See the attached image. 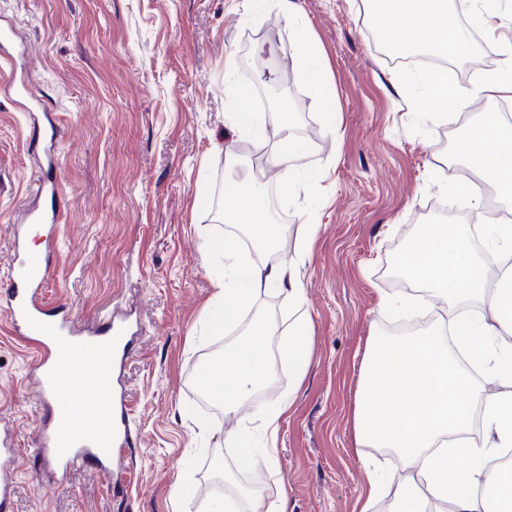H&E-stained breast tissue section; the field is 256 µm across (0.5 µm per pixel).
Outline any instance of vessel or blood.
Segmentation results:
<instances>
[{
	"instance_id": "vessel-or-blood-1",
	"label": "vessel or blood",
	"mask_w": 512,
	"mask_h": 512,
	"mask_svg": "<svg viewBox=\"0 0 512 512\" xmlns=\"http://www.w3.org/2000/svg\"><path fill=\"white\" fill-rule=\"evenodd\" d=\"M25 41L12 27L0 28V64L14 67V52L23 47ZM44 220L36 208H26L15 217L13 245L16 262L10 272L11 288L6 296L13 330L23 334L36 353V367L40 373H47L52 362L51 344L64 339L78 344L99 343L108 339L128 348L127 328L123 321L107 320L98 332L86 335L75 328L65 314L54 313L42 301V288L53 268L55 243H47L43 251H29L25 244L27 233ZM112 410L115 421L112 438L103 443L89 437L81 442L63 445L61 429L64 417L52 412L42 421L41 436L37 454L45 468L64 471L80 465H91L102 473H110L112 463L122 449L132 446L130 421L121 400H113ZM16 459L14 429L7 424L0 425V467H11Z\"/></svg>"
}]
</instances>
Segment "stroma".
<instances>
[{
	"label": "stroma",
	"instance_id": "1",
	"mask_svg": "<svg viewBox=\"0 0 512 512\" xmlns=\"http://www.w3.org/2000/svg\"><path fill=\"white\" fill-rule=\"evenodd\" d=\"M252 0H0V24L20 27L27 53L17 59L54 125L32 128L0 94V420L16 432L17 457L4 476L11 512H199L213 494L215 459L236 484L274 495L288 512H357L364 470L398 472L396 452L357 444L353 410L372 332H385L381 297L407 290L392 276L402 247L421 225L448 219L460 170L453 153L475 114L497 112L480 101L455 125L432 126L411 111L388 63L369 37L362 0H297L298 17L255 14ZM307 25L335 89L339 135L310 90L292 47ZM512 30L470 41L455 59L457 83L474 70L494 72L488 48ZM236 60L259 97L265 76L291 81L293 127L309 144L300 169L328 170L321 193L305 184L284 194L282 170L266 165L265 146L233 140L225 126L224 67ZM236 146L241 167L224 162ZM246 175L272 196L286 218L283 251L293 255L299 224H318L303 269L312 318L310 363L295 382L282 356L288 300L270 289L254 310L270 319L276 358L271 381L239 413L202 400L199 368L221 354L233 333L203 331L214 269L198 245L204 235L257 247L245 228L220 224L224 183ZM57 187L62 220L42 225L33 242L58 241L48 306H66L82 325L105 312L137 322L119 378L137 444L119 476L79 466L44 470L36 455L43 403L31 385L34 352L12 331L4 298L12 261L15 211L30 198L32 177ZM295 401L280 427L275 469L239 467L226 432L257 430L256 416L288 388ZM189 480L194 494L179 498Z\"/></svg>",
	"mask_w": 512,
	"mask_h": 512
}]
</instances>
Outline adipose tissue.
Returning a JSON list of instances; mask_svg holds the SVG:
<instances>
[{
	"label": "adipose tissue",
	"instance_id": "obj_1",
	"mask_svg": "<svg viewBox=\"0 0 512 512\" xmlns=\"http://www.w3.org/2000/svg\"><path fill=\"white\" fill-rule=\"evenodd\" d=\"M376 20L378 28L391 35V47L398 53L425 45L460 54L468 44L448 0H382ZM295 49L304 58L312 91L331 103L334 89L307 27H300ZM500 55L495 73L467 85L449 87L448 73L441 69L396 78L392 85L399 90L416 86L437 110L461 108L475 98L512 100V39L502 40ZM224 91L232 135L263 138L264 115L245 105L247 89L230 62L225 65ZM489 143L496 148L491 156L484 150ZM457 158L472 176L512 202V125L500 113L483 112L472 121L458 144ZM219 220L245 225L259 247L276 256L269 264L248 262L231 238L210 237L200 246L204 255L224 262L205 307L210 333L239 325L245 332L225 346L223 355L199 369L197 383L225 413L233 414L251 400L270 372V324L260 315L244 321L245 310L268 289L287 296L288 366L299 380L310 361L306 339L312 320L301 273L304 261L279 258L282 228L273 222L261 186L245 179L225 182ZM472 239L467 224H426L399 255L400 268L454 312L450 327L417 336L376 334L370 340L353 411L355 436L368 448L395 449L401 468L412 472V479L394 491L395 512H439L444 502L453 512H512V479L495 463L503 449L512 447V344L495 339L497 326L512 319V289H489L487 270ZM56 349L49 376L53 404L67 414L64 441L89 433L107 440L112 434L111 343L79 354L71 353L65 341ZM457 349L479 365L480 378H473L455 359ZM293 402V394H285L259 414L260 439L241 430L226 434L240 466L252 468L260 460L270 467L276 464L280 422ZM476 415L485 435L471 442L465 434ZM459 458L464 466L449 468V460ZM205 512H288V496L280 491L270 500L262 491L239 488L212 497Z\"/></svg>",
	"mask_w": 512,
	"mask_h": 512
}]
</instances>
